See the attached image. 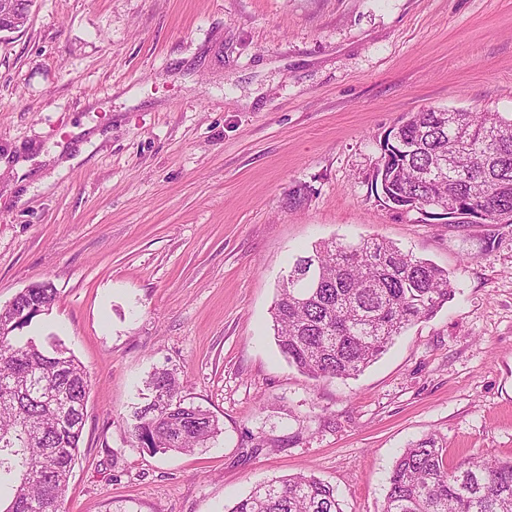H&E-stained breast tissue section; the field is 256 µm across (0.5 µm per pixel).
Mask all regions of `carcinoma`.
<instances>
[{
    "instance_id": "carcinoma-1",
    "label": "carcinoma",
    "mask_w": 512,
    "mask_h": 512,
    "mask_svg": "<svg viewBox=\"0 0 512 512\" xmlns=\"http://www.w3.org/2000/svg\"><path fill=\"white\" fill-rule=\"evenodd\" d=\"M390 160L372 187L393 210L448 213V225L512 224V117L498 112H415L383 138ZM454 295L448 271L378 238L316 243L278 284L276 344L307 377L352 378L410 326ZM56 301L49 282L0 307V480L11 499L0 512H61L80 453L88 374L55 335L22 336ZM147 401L126 422L132 442L191 452L221 434L218 419L182 395L178 373L155 370ZM228 512H342L334 489L303 474L256 486ZM382 512H512V459L472 454L456 465L425 436L397 458Z\"/></svg>"
}]
</instances>
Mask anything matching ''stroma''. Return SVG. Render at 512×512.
<instances>
[{
	"instance_id": "stroma-1",
	"label": "stroma",
	"mask_w": 512,
	"mask_h": 512,
	"mask_svg": "<svg viewBox=\"0 0 512 512\" xmlns=\"http://www.w3.org/2000/svg\"><path fill=\"white\" fill-rule=\"evenodd\" d=\"M430 108L512 114V0H31L0 32V306L52 283L25 333L91 380L65 512H228L290 474L381 512L422 436L512 457V225L424 224L369 180ZM367 237L455 295L360 376L309 379L273 337L278 282ZM158 368L219 419L210 447L133 446Z\"/></svg>"
}]
</instances>
